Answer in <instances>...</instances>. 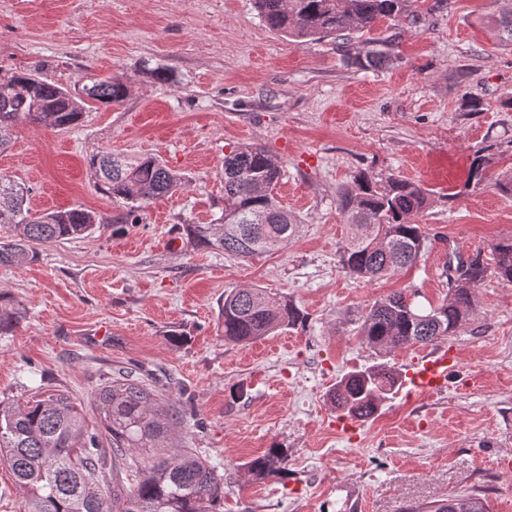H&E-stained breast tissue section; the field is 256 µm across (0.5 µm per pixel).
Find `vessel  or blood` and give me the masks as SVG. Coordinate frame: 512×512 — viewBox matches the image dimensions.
Returning a JSON list of instances; mask_svg holds the SVG:
<instances>
[{
    "label": "vessel or blood",
    "instance_id": "1",
    "mask_svg": "<svg viewBox=\"0 0 512 512\" xmlns=\"http://www.w3.org/2000/svg\"><path fill=\"white\" fill-rule=\"evenodd\" d=\"M458 367L457 352L450 346H439L414 357L406 367L409 394L430 396L443 393Z\"/></svg>",
    "mask_w": 512,
    "mask_h": 512
}]
</instances>
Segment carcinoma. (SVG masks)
Returning a JSON list of instances; mask_svg holds the SVG:
<instances>
[{"mask_svg": "<svg viewBox=\"0 0 512 512\" xmlns=\"http://www.w3.org/2000/svg\"><path fill=\"white\" fill-rule=\"evenodd\" d=\"M410 0H252L271 30L300 43L323 38L346 39L376 22L396 20ZM488 25L499 43L512 46V10L493 16ZM128 93L123 78L94 80L71 91L31 72H0V151L10 145L13 128L27 122L43 129L79 124L86 101L121 104ZM486 159L474 152L468 180L485 179ZM98 189L119 213L103 217L82 207L37 214L20 184L0 176V266L34 260L37 247L81 238L112 225V233L139 223L140 213L157 198L187 185L186 177L156 155L125 158L98 152L88 160ZM224 209L209 224H184L183 234L198 248L249 258L291 242L301 219L277 197L283 167L265 149L238 147L224 155ZM340 204L353 233L339 252L349 275L374 281L398 274L422 258L427 237L419 216L431 205V192L396 177L379 182L357 172L341 192ZM489 265L481 254L465 256L448 248L445 277L448 295L438 306L421 307L403 291L370 306L360 333L382 356L411 346H428L454 336L475 320L474 294L488 269L512 283V237L494 243ZM24 314L23 306L0 292V334ZM224 339L247 344L285 328L305 324L307 316L290 299L263 288H231L220 309ZM399 384V373L379 364L342 377L332 389L334 404L358 420L372 417L385 395ZM98 426L89 428L70 397L38 393L21 403L0 400V458L25 493L24 512H220L224 475L218 466L177 448L176 430L184 419L130 372L112 376L93 396ZM277 448L248 465L256 477L286 469ZM406 512H488L484 499L472 494L448 497L444 505L415 506Z\"/></svg>", "mask_w": 512, "mask_h": 512, "instance_id": "carcinoma-1", "label": "carcinoma"}]
</instances>
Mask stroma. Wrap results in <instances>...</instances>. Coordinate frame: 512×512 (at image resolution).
I'll list each match as a JSON object with an SVG mask.
<instances>
[{
    "label": "stroma",
    "instance_id": "obj_1",
    "mask_svg": "<svg viewBox=\"0 0 512 512\" xmlns=\"http://www.w3.org/2000/svg\"><path fill=\"white\" fill-rule=\"evenodd\" d=\"M510 8L413 0L352 45L300 46L267 28L251 0H0V70L68 89L111 76L129 86L121 105L92 103L77 126L15 127L0 175L30 188L34 212L112 215L87 165L102 150L154 154L189 179L126 234L101 230L0 266V291L27 310L0 336V398L55 389L93 425L99 384L135 373L184 417L180 445L223 472L224 512H404L463 492L512 512L498 467L512 449V283L491 272L476 288L479 315L447 340L459 368L445 393L394 391L350 431L328 397L343 375L379 362L358 333L375 300L415 289L437 305L449 248L486 255L512 236V195L492 182L512 172V46L481 23ZM363 50L388 53V66L364 69ZM157 67L167 81L152 79ZM246 144L281 163L278 197L304 228L243 261L191 246L180 227L220 215L224 155ZM478 149L488 178L476 185L467 176ZM360 169L432 192L419 219L427 252L371 282L338 262L352 233L338 192ZM257 286L292 298L305 326L225 341V289ZM273 447L287 453V474L253 476L249 462Z\"/></svg>",
    "mask_w": 512,
    "mask_h": 512
}]
</instances>
